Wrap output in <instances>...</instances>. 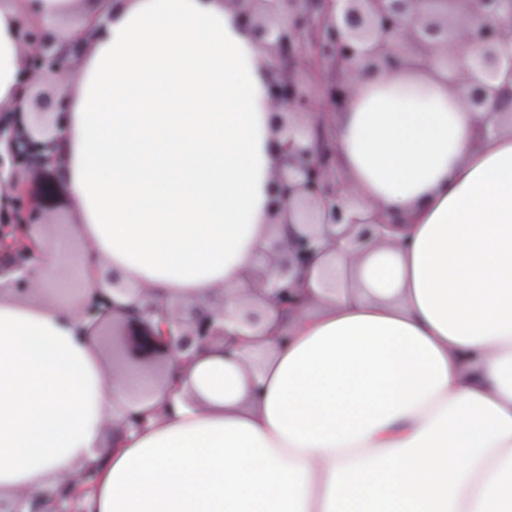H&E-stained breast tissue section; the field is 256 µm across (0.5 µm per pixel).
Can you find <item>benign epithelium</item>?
I'll return each instance as SVG.
<instances>
[{
	"label": "benign epithelium",
	"instance_id": "7a95c632",
	"mask_svg": "<svg viewBox=\"0 0 512 512\" xmlns=\"http://www.w3.org/2000/svg\"><path fill=\"white\" fill-rule=\"evenodd\" d=\"M256 44L268 52L277 79L269 82L273 125L291 129L276 145L280 168L271 187V207L283 236L270 248L269 265L253 273L269 292L259 289L230 316L224 313V289L216 288L207 304L172 299L154 288L135 286L123 274L106 269L109 288L79 296L75 313L109 342L112 371L122 365L152 368L165 384L218 343L229 354L238 342L259 332L267 309L293 315L314 299L312 270L338 243L356 265L377 246L404 245L394 237L402 221L378 219L360 224L348 213L353 193L338 173L336 141L329 115L343 111L355 81L390 73L403 66L402 46L413 53H438L455 24L461 40L477 47L475 68L462 75L476 109L490 106L512 117V0H446L448 12L426 7L431 0H231ZM25 53L22 74L28 100L0 118V183L14 190L15 206L0 217V280L8 278L11 295L29 298L36 290L40 251L35 233L67 229L55 216L58 180L57 145L64 128V97L58 77L68 51L56 46L44 26L21 20ZM29 172L42 189L19 181ZM348 270L325 265L319 288L325 293L349 290ZM151 391L129 394L122 420L112 432L140 429L149 412L143 406ZM94 474L85 468L64 478L50 495L51 512H86L85 498ZM20 492L0 497V512H40Z\"/></svg>",
	"mask_w": 512,
	"mask_h": 512
}]
</instances>
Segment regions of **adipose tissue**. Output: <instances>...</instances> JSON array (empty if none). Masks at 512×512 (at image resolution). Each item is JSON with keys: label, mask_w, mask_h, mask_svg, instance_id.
Listing matches in <instances>:
<instances>
[{"label": "adipose tissue", "mask_w": 512, "mask_h": 512, "mask_svg": "<svg viewBox=\"0 0 512 512\" xmlns=\"http://www.w3.org/2000/svg\"><path fill=\"white\" fill-rule=\"evenodd\" d=\"M24 7L0 0V112L24 102ZM36 16L84 46L60 77V176L69 239L93 250L62 263L69 239L44 238L34 298L0 297V495L90 465L88 512H512V130L449 80L473 48L449 32L332 118L355 217L400 216L406 246L284 322L288 343L200 357L170 399L113 375L71 293L104 287L101 259L173 298L224 287L230 310L256 288L276 230L271 64L225 0H37ZM140 387L171 412L112 438Z\"/></svg>", "instance_id": "adipose-tissue-1"}]
</instances>
